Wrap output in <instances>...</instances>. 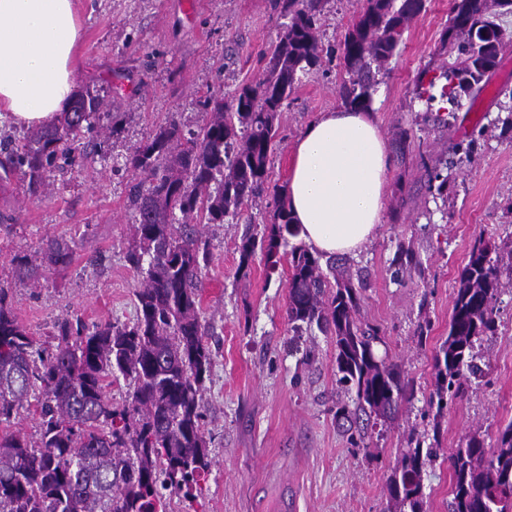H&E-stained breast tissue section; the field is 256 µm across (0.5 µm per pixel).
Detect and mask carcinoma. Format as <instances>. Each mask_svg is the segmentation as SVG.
<instances>
[{"label": "carcinoma", "mask_w": 512, "mask_h": 512, "mask_svg": "<svg viewBox=\"0 0 512 512\" xmlns=\"http://www.w3.org/2000/svg\"><path fill=\"white\" fill-rule=\"evenodd\" d=\"M357 20L340 41L348 79L341 98L350 109L369 108L376 75L398 49L407 23L426 0H359ZM326 0H277L289 18L268 54L258 82L230 99L208 96L209 118L187 134L175 124L159 128L126 160L133 170L130 204L136 213L135 245L127 253L143 276L138 314L129 324L108 322L90 331L77 315L58 320L55 345L38 343L12 313L8 291L0 288V425L19 409L35 407L38 439L18 431L0 432V512H167L164 491L185 490L207 479L212 459L201 403L211 368L199 313L202 271L211 253L196 224L235 219L259 194L274 151L275 121L288 107L300 76L319 65V30ZM512 14L503 0H451L441 37L446 60L437 75L420 72L427 108L454 112L463 98L486 87L504 46L512 42L501 17ZM103 99L76 94L57 123L31 132L10 150L3 167L18 170L27 191L40 194L44 171L77 159L76 144L109 116ZM427 190L443 193L449 175L423 162ZM299 227L277 195L274 221L259 238L239 247V270L256 251L276 269L280 248ZM74 242L52 239L42 254L45 266L69 262ZM496 246L478 238L454 292L448 336L434 358V389L428 406L441 414L471 378L482 373L473 350L495 332L500 289ZM288 322L294 331L315 325L336 344L337 383L354 392V408H336V419L353 426L360 417L388 420L413 395L396 366L379 357V329L359 319L360 298L331 261L294 247L289 259ZM122 380L127 399L114 405L105 387ZM438 449L421 442L406 449L389 479L387 512H425L423 468ZM452 499L448 512H512V420L498 431L492 453L471 436L448 455Z\"/></svg>", "instance_id": "1"}]
</instances>
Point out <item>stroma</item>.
<instances>
[{"label": "stroma", "instance_id": "stroma-1", "mask_svg": "<svg viewBox=\"0 0 512 512\" xmlns=\"http://www.w3.org/2000/svg\"><path fill=\"white\" fill-rule=\"evenodd\" d=\"M450 2L426 0L374 87L370 110L392 156L384 223L358 254L342 258L362 320L381 331L375 350L412 382V398L352 446L336 423L337 407L351 399L336 382L333 337L316 330L297 336L288 322V261L272 273L258 254L247 273L238 271L242 236L273 220L274 193L287 185L296 139L320 113L343 106L339 41L358 4L328 0L321 64L278 116L263 191L237 219L199 227L212 253L201 290V324L213 352L203 393L212 467L196 502L168 492V512H385L394 467L412 432L426 427L433 358L448 334L471 247L484 236L501 257L512 254V130L497 105L499 91L512 89V47L483 92L447 115V128L416 96L419 72L441 62ZM76 7V87L104 99L118 130L95 138L79 162L46 169L39 196H29L20 172L0 171V286L9 289L17 320L45 344L54 322L70 313L89 326L135 321L141 277L126 261L136 220L127 157L159 127L202 125L206 96L228 97L256 83L285 22L275 0H76ZM469 140L473 157L456 168L447 192H428L423 159H454V145ZM53 238L78 243L66 266L40 264ZM402 249L419 258V268L398 270ZM17 256L37 264L34 278L15 276ZM496 307L495 333L477 344L488 373L439 421L440 455L422 475L426 512H448L452 448L474 433L492 448L499 428L512 421L510 274L501 278Z\"/></svg>", "mask_w": 512, "mask_h": 512}]
</instances>
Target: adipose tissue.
<instances>
[{"label":"adipose tissue","instance_id":"1","mask_svg":"<svg viewBox=\"0 0 512 512\" xmlns=\"http://www.w3.org/2000/svg\"><path fill=\"white\" fill-rule=\"evenodd\" d=\"M75 0H0V114L45 126L68 110L80 37ZM391 169L371 113H321L297 139L287 185L299 237L320 255L360 251L382 224Z\"/></svg>","mask_w":512,"mask_h":512}]
</instances>
